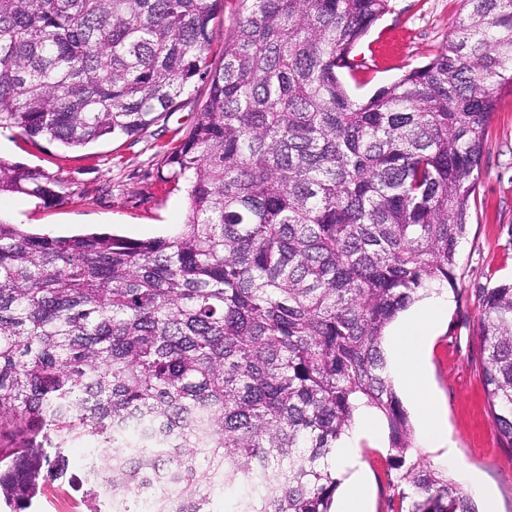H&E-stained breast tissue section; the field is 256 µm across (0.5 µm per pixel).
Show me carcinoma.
Segmentation results:
<instances>
[{
  "mask_svg": "<svg viewBox=\"0 0 512 512\" xmlns=\"http://www.w3.org/2000/svg\"><path fill=\"white\" fill-rule=\"evenodd\" d=\"M0 0V127L83 147L132 137L193 79L210 95L167 156L187 212L171 237L50 236L0 219V503L64 481L90 512H330L325 463L353 401L408 416L385 376L389 324L452 283L485 132L512 88V0H463L448 50L369 97L340 79L389 0ZM59 181L0 160V195ZM488 405L512 448V282L483 293ZM82 440L97 453L72 471ZM134 487L133 496L127 495ZM398 512H475L427 465ZM237 0H223L219 3L215 19L212 21L213 33L208 47V60L212 69L219 68L224 62V41L233 32L239 18Z\"/></svg>",
  "mask_w": 512,
  "mask_h": 512,
  "instance_id": "obj_1",
  "label": "carcinoma"
}]
</instances>
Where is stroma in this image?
<instances>
[{
  "mask_svg": "<svg viewBox=\"0 0 512 512\" xmlns=\"http://www.w3.org/2000/svg\"><path fill=\"white\" fill-rule=\"evenodd\" d=\"M462 0H389L388 12L356 46L365 68L342 73L354 98L370 96L406 70L427 64L448 47ZM239 18L238 0H221L208 47L212 67L224 62V42ZM209 95L195 79L175 112L143 134L107 138L68 149L42 137L0 129V159L63 179V202L36 205L21 194L0 195V217L40 233H116L146 240L174 235L186 214L183 192L168 179L165 160L186 137ZM512 281V92L502 91L485 134L481 173L471 201L470 224L457 250L448 319L432 342V381L443 399L448 433L463 461L498 493L499 512H512V450L501 442L491 415L478 340L485 289ZM361 461L370 480L371 512H390L391 486L402 472L388 444L363 443Z\"/></svg>",
  "mask_w": 512,
  "mask_h": 512,
  "instance_id": "obj_1",
  "label": "stroma"
}]
</instances>
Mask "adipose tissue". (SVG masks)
Instances as JSON below:
<instances>
[{"label":"adipose tissue","mask_w":512,"mask_h":512,"mask_svg":"<svg viewBox=\"0 0 512 512\" xmlns=\"http://www.w3.org/2000/svg\"><path fill=\"white\" fill-rule=\"evenodd\" d=\"M447 309V293L432 292L400 315L386 346L389 375L416 413L420 443L425 448L448 443V425L431 387L426 362L428 341L440 329ZM355 421V430L338 445L331 459L336 471L346 476L340 512H368V488L357 461L356 444L361 435L376 433L377 417L372 409L361 407L355 412ZM443 462L457 472L473 498L482 501L484 512H497L496 491L479 472L467 467L453 450Z\"/></svg>","instance_id":"ef3b65f1"}]
</instances>
